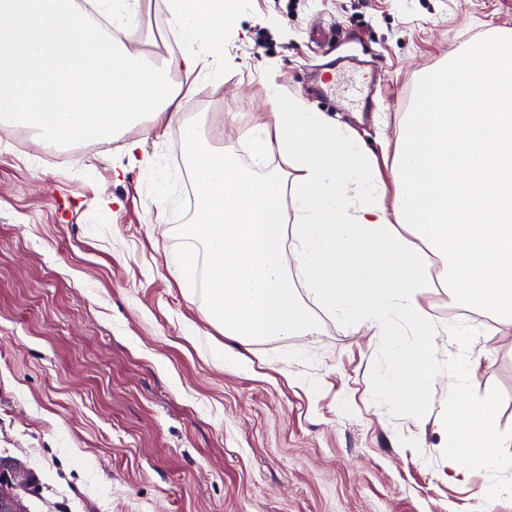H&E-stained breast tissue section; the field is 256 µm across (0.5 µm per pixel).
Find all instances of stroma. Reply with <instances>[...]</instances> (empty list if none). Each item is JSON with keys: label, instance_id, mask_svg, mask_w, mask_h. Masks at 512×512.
Here are the masks:
<instances>
[{"label": "stroma", "instance_id": "35a3bbf8", "mask_svg": "<svg viewBox=\"0 0 512 512\" xmlns=\"http://www.w3.org/2000/svg\"><path fill=\"white\" fill-rule=\"evenodd\" d=\"M493 28L512 29V0H248L223 74L170 83L184 118L238 148L275 76L365 140L388 184L421 74ZM125 43L157 62L178 50L165 0H141ZM12 136L0 125V456L37 475L31 512H512V496H478L489 472L442 478L447 383L402 411L375 400L384 337L325 317L245 348L207 322L203 281L187 294L172 267L194 245L178 125L68 147L60 165ZM424 301L469 333L470 396L511 434L512 328L454 313L442 288Z\"/></svg>", "mask_w": 512, "mask_h": 512}]
</instances>
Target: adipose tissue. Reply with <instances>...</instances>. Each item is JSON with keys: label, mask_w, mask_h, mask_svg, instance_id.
<instances>
[{"label": "adipose tissue", "mask_w": 512, "mask_h": 512, "mask_svg": "<svg viewBox=\"0 0 512 512\" xmlns=\"http://www.w3.org/2000/svg\"><path fill=\"white\" fill-rule=\"evenodd\" d=\"M245 4L166 0L185 48L156 64L77 0H0V124L59 146L112 139L147 116L179 124L195 184L187 231L199 247L177 266L187 277L204 263L208 323L244 347L314 334L321 313L385 337L389 367L377 397L422 404L447 381L439 428L450 479L466 481L480 466L499 476L482 499L511 496L496 407L468 396L464 332L443 363L413 337L440 333L423 301L432 256L453 303L512 328V33L459 47L424 76L401 125L389 197L372 148L276 82L267 85L271 120H254L247 133L252 163L215 146L202 121L183 119L169 74L219 76L224 31ZM272 154L281 167L268 168Z\"/></svg>", "instance_id": "obj_1"}]
</instances>
